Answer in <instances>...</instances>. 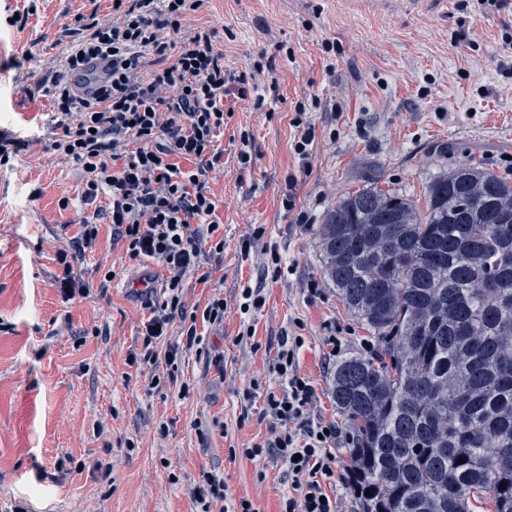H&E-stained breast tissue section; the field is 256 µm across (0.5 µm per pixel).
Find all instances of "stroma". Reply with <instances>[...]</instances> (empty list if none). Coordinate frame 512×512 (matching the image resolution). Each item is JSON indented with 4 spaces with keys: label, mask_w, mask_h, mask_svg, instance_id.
I'll list each match as a JSON object with an SVG mask.
<instances>
[{
    "label": "stroma",
    "mask_w": 512,
    "mask_h": 512,
    "mask_svg": "<svg viewBox=\"0 0 512 512\" xmlns=\"http://www.w3.org/2000/svg\"><path fill=\"white\" fill-rule=\"evenodd\" d=\"M86 4L39 0L22 28L7 19L27 0L0 7V127L21 141L0 167V512H196L191 488L204 469L223 473L228 501L279 512L287 472L242 451L270 435L263 409L281 390L272 365L283 336H303L296 363L317 390L314 413L336 422L333 367L372 338L323 274L324 218L370 186L423 203L464 162L512 179V12L481 0H392L377 11L355 0H208L185 18L184 28L217 30L225 67L259 87L224 101L223 167L209 179L224 250L205 261L208 282L196 271L184 279L190 312L223 290L224 322L197 321L201 351L184 352L177 381L153 389L134 360L148 317L135 284L164 271L129 259L107 197L83 203L79 166L40 140L52 106L38 87ZM22 54L24 70L11 69ZM297 117L315 131L305 162L293 151ZM87 220L99 242L72 266L89 293L67 302L56 255ZM314 283L321 296H309ZM255 286L265 304L241 314L240 294ZM332 334L340 350L327 345Z\"/></svg>",
    "instance_id": "35a3bbf8"
}]
</instances>
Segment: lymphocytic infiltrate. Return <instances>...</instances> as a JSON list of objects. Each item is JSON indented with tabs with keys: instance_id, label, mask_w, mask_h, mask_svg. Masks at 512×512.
<instances>
[{
	"instance_id": "1",
	"label": "lymphocytic infiltrate",
	"mask_w": 512,
	"mask_h": 512,
	"mask_svg": "<svg viewBox=\"0 0 512 512\" xmlns=\"http://www.w3.org/2000/svg\"><path fill=\"white\" fill-rule=\"evenodd\" d=\"M206 2L119 0L112 18L94 10L77 15L82 35L67 41L59 70L44 84L53 105L44 127L50 150L81 167L84 202L107 195L112 232L130 259H152L166 272L162 302L148 306L140 361L152 368L162 362L173 372L180 351L200 345L202 336L191 324L184 341L163 351L158 343L176 318L185 317L183 280L199 269L203 244L219 229L214 215L220 201L209 174L223 156L215 144L224 129V99L248 93L247 75L225 68L215 30H182L184 17ZM97 58L110 60V74L90 96H81L73 78L93 80L86 65ZM182 158L193 168L180 167ZM116 160L123 163L117 170ZM99 234V225L84 222L70 251L59 253L56 283L64 300L87 292L73 274L70 253L95 250ZM299 348L296 337L285 336L274 365L282 389L266 397L264 411L281 432L243 454L285 467L293 492L280 512H337L328 489L336 480L341 431L311 419L317 393L297 368Z\"/></svg>"
}]
</instances>
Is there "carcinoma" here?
I'll list each match as a JSON object with an SVG mask.
<instances>
[{
	"instance_id": "cac0c4a2",
	"label": "carcinoma",
	"mask_w": 512,
	"mask_h": 512,
	"mask_svg": "<svg viewBox=\"0 0 512 512\" xmlns=\"http://www.w3.org/2000/svg\"><path fill=\"white\" fill-rule=\"evenodd\" d=\"M319 238L328 281L385 342L332 375L359 512H512V182L463 163L422 209L365 187Z\"/></svg>"
}]
</instances>
